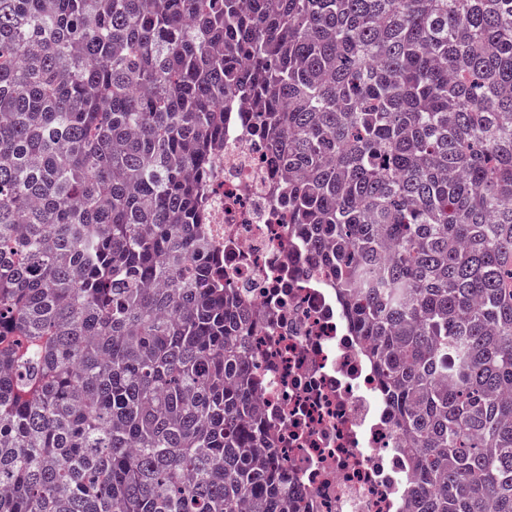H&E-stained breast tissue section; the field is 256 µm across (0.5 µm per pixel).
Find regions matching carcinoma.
I'll return each instance as SVG.
<instances>
[{"mask_svg": "<svg viewBox=\"0 0 512 512\" xmlns=\"http://www.w3.org/2000/svg\"><path fill=\"white\" fill-rule=\"evenodd\" d=\"M242 98L405 512H512V0H0V512H294L206 241Z\"/></svg>", "mask_w": 512, "mask_h": 512, "instance_id": "1", "label": "carcinoma"}]
</instances>
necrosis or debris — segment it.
Masks as SVG:
<instances>
[{"label": "necrosis or debris", "mask_w": 512, "mask_h": 512, "mask_svg": "<svg viewBox=\"0 0 512 512\" xmlns=\"http://www.w3.org/2000/svg\"><path fill=\"white\" fill-rule=\"evenodd\" d=\"M281 179L253 121L225 123L207 240L224 253L225 287L267 314L249 330L260 421L286 462L296 512H402L408 458L380 380L273 200Z\"/></svg>", "instance_id": "4bbe7bcc"}]
</instances>
